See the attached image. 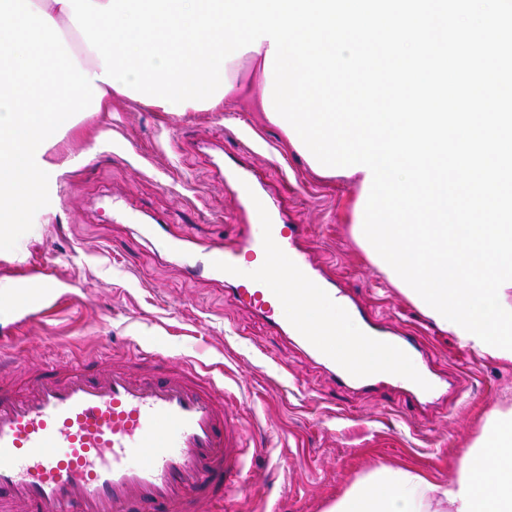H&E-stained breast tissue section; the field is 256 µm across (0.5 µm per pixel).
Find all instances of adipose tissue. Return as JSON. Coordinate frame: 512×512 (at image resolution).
Instances as JSON below:
<instances>
[{"label":"adipose tissue","mask_w":512,"mask_h":512,"mask_svg":"<svg viewBox=\"0 0 512 512\" xmlns=\"http://www.w3.org/2000/svg\"><path fill=\"white\" fill-rule=\"evenodd\" d=\"M339 337L311 335L326 355L378 367L387 360L359 340L352 318L336 321ZM328 512H512V406L499 405L484 418L465 450L453 482L443 485L410 469L381 467L355 483Z\"/></svg>","instance_id":"adipose-tissue-1"}]
</instances>
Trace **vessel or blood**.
<instances>
[{
  "label": "vessel or blood",
  "instance_id": "vessel-or-blood-1",
  "mask_svg": "<svg viewBox=\"0 0 512 512\" xmlns=\"http://www.w3.org/2000/svg\"><path fill=\"white\" fill-rule=\"evenodd\" d=\"M254 221L236 227L231 244L194 249L189 237H170L162 220L144 227L189 255L185 271L222 281L239 302L281 334L306 335L305 316L320 302L362 317L365 339L389 361L386 372L353 362L335 365L339 385L374 392L380 382L403 391L406 408L424 406L438 387L418 372L416 337L396 335L324 276L300 240L302 224H278L274 208L245 197ZM261 253L258 271L241 270L236 258ZM298 287L288 293L280 278ZM46 272L23 276L28 296L20 324L52 308L44 295ZM297 309L288 319L285 307ZM245 430L224 403V385L198 363L172 362L156 352L115 363L92 357L59 358L0 378V512H200L202 503L227 512L243 479Z\"/></svg>",
  "mask_w": 512,
  "mask_h": 512
}]
</instances>
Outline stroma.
<instances>
[{
	"mask_svg": "<svg viewBox=\"0 0 512 512\" xmlns=\"http://www.w3.org/2000/svg\"><path fill=\"white\" fill-rule=\"evenodd\" d=\"M47 153V206L15 250L0 251V286L49 267L59 303L18 332L14 370L45 359L129 355L142 349L195 359L223 380L243 418L247 484L234 512H328L374 469H414L453 480L485 413L512 399V363L478 355L441 331L387 284L353 237V180L319 177L250 99L219 112L164 114L126 97L86 118ZM234 157L263 184L258 205L279 204L325 273L398 332L422 337L446 402L403 411L388 386L366 395L338 386L304 339L277 335L217 283L188 277L138 221L118 223L114 197L173 233L210 241L245 223L238 188L209 155Z\"/></svg>",
	"mask_w": 512,
	"mask_h": 512,
	"instance_id": "stroma-1",
	"label": "stroma"
}]
</instances>
